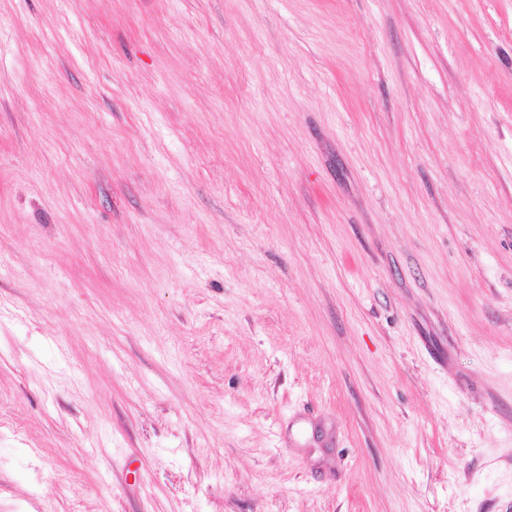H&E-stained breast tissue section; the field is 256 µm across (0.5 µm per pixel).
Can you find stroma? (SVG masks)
<instances>
[{
    "label": "stroma",
    "mask_w": 512,
    "mask_h": 512,
    "mask_svg": "<svg viewBox=\"0 0 512 512\" xmlns=\"http://www.w3.org/2000/svg\"><path fill=\"white\" fill-rule=\"evenodd\" d=\"M0 512H512V0H0Z\"/></svg>",
    "instance_id": "35a3bbf8"
}]
</instances>
